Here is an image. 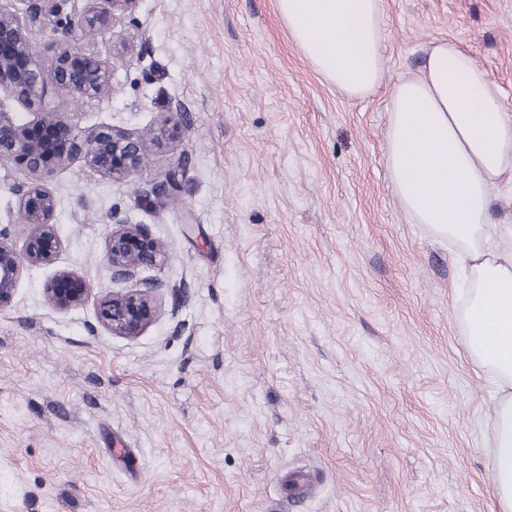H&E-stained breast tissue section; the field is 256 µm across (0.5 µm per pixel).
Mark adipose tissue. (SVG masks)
<instances>
[{
    "instance_id": "ef3b65f1",
    "label": "adipose tissue",
    "mask_w": 512,
    "mask_h": 512,
    "mask_svg": "<svg viewBox=\"0 0 512 512\" xmlns=\"http://www.w3.org/2000/svg\"><path fill=\"white\" fill-rule=\"evenodd\" d=\"M294 45L329 84L361 98L383 82V0H277ZM384 155L401 210L454 248L469 273V353L496 375L489 461L497 512H512V113L456 43L429 46L389 103Z\"/></svg>"
}]
</instances>
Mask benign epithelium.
<instances>
[{"instance_id":"1","label":"benign epithelium","mask_w":512,"mask_h":512,"mask_svg":"<svg viewBox=\"0 0 512 512\" xmlns=\"http://www.w3.org/2000/svg\"><path fill=\"white\" fill-rule=\"evenodd\" d=\"M138 0H87L80 13L61 15L58 0H32L21 12L0 6V98L30 111L21 120L0 104V163L12 162L26 181L18 188L19 209L27 225L22 249L0 236V304L10 300L27 265L53 260L60 239L53 223L57 202L49 187L55 172L81 159L85 165L115 182L138 175L148 146L164 145L178 137L180 107L164 112L155 126L133 134L112 125L91 129L78 127L69 112H43L45 86L52 84L62 98H106L112 94V62L82 46L112 30L115 10L133 12ZM38 15L52 19L62 33L54 55L47 61L32 51V20ZM164 245L141 224L115 223L104 256L114 284L137 278L140 271L161 264ZM163 284L142 280L133 288L110 291L102 301V325L117 336L135 339L158 316L159 291ZM48 303L59 311L82 305L87 296L84 280L74 272L61 271L46 286Z\"/></svg>"}]
</instances>
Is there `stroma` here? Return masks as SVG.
I'll list each match as a JSON object with an SVG mask.
<instances>
[{
    "label": "stroma",
    "instance_id": "obj_1",
    "mask_svg": "<svg viewBox=\"0 0 512 512\" xmlns=\"http://www.w3.org/2000/svg\"><path fill=\"white\" fill-rule=\"evenodd\" d=\"M460 44L512 111V0H384L386 73L327 83L276 0H140L95 49L114 93L44 106L130 132L180 106L137 182L53 176L54 260L0 305V512H491L494 378L466 348L463 272L408 223L384 160L395 83ZM175 177L169 196L137 183ZM0 166V233L24 243ZM116 220L165 261L141 336L97 318ZM87 301L51 307L61 270Z\"/></svg>",
    "mask_w": 512,
    "mask_h": 512
}]
</instances>
